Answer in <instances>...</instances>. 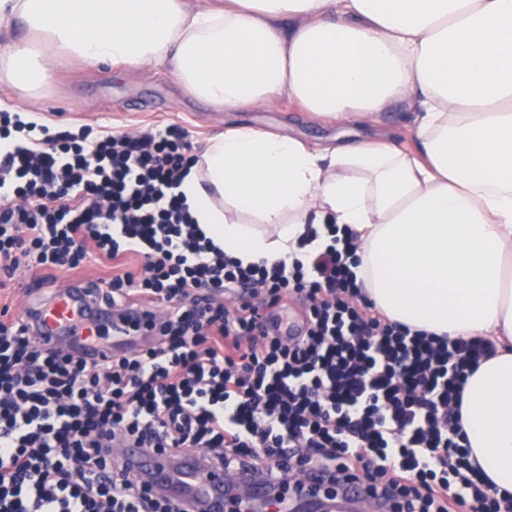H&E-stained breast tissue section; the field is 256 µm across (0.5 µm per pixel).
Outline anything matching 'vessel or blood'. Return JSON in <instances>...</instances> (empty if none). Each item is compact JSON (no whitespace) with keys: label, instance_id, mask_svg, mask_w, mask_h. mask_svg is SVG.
<instances>
[{"label":"vessel or blood","instance_id":"b4317fda","mask_svg":"<svg viewBox=\"0 0 512 512\" xmlns=\"http://www.w3.org/2000/svg\"><path fill=\"white\" fill-rule=\"evenodd\" d=\"M80 289H58L41 307L39 340L46 348H56L59 326L72 317L75 306L82 304ZM118 454L132 475L145 480L155 491H165L187 504L190 512H220L225 487L235 484L248 487L251 499L241 501L240 512L264 506L266 512H292L295 504L309 503L317 512H343L347 503L368 499L367 485L354 481L341 487L335 498L321 496L325 482L318 472L302 474L290 498H282L279 487L263 475L243 468L235 477L210 465L205 453L198 450H171L159 453L136 442L120 445Z\"/></svg>","mask_w":512,"mask_h":512}]
</instances>
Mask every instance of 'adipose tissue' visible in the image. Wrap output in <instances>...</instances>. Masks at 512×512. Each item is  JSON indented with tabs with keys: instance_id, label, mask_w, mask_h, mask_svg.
<instances>
[{
	"instance_id": "obj_1",
	"label": "adipose tissue",
	"mask_w": 512,
	"mask_h": 512,
	"mask_svg": "<svg viewBox=\"0 0 512 512\" xmlns=\"http://www.w3.org/2000/svg\"><path fill=\"white\" fill-rule=\"evenodd\" d=\"M0 38V86L24 97L78 60L172 67L186 94L227 112L285 98L358 125L406 104L415 148L228 126L178 192L246 264L305 258L308 225L349 229L385 316L496 341L462 424L471 461L512 493V0H0Z\"/></svg>"
}]
</instances>
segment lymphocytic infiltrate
Returning <instances> with one entry per match:
<instances>
[{"mask_svg": "<svg viewBox=\"0 0 512 512\" xmlns=\"http://www.w3.org/2000/svg\"><path fill=\"white\" fill-rule=\"evenodd\" d=\"M191 147L174 128L32 130L0 113V283L20 266L115 265L89 297L152 341L106 363L45 348L0 319V512H183L121 465L116 443L199 449L283 490L311 466L328 495L364 478L389 512H512L470 462L461 407L491 341L389 320L363 290L352 233L305 259L243 264L177 192ZM307 303L282 340L266 312Z\"/></svg>", "mask_w": 512, "mask_h": 512, "instance_id": "obj_1", "label": "lymphocytic infiltrate"}]
</instances>
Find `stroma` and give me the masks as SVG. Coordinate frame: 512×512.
<instances>
[{"label":"stroma","instance_id":"1","mask_svg":"<svg viewBox=\"0 0 512 512\" xmlns=\"http://www.w3.org/2000/svg\"><path fill=\"white\" fill-rule=\"evenodd\" d=\"M27 104L39 110L45 124L73 132L83 126L116 133L174 126L187 133L195 152L228 123L289 133L310 143L334 140L347 146L360 143L368 134L364 128L342 127L303 114L297 106L285 102L263 112L218 111L202 100L184 95L170 73H134L119 78L107 64L64 68L49 87L28 99Z\"/></svg>","mask_w":512,"mask_h":512}]
</instances>
